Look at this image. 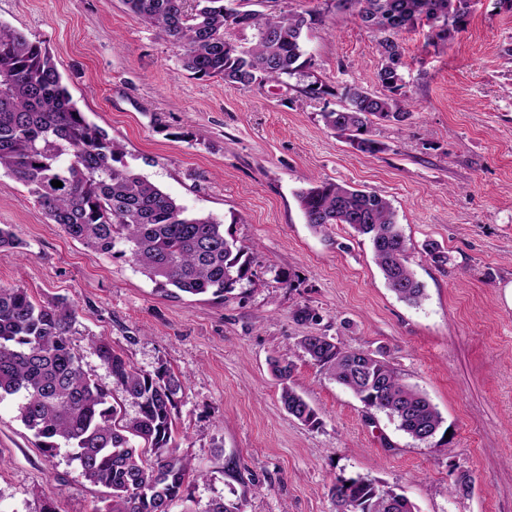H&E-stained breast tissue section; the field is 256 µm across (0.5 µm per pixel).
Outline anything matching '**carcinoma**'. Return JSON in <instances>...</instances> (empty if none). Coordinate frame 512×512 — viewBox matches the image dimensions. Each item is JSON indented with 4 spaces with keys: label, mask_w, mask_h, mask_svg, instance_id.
<instances>
[{
    "label": "carcinoma",
    "mask_w": 512,
    "mask_h": 512,
    "mask_svg": "<svg viewBox=\"0 0 512 512\" xmlns=\"http://www.w3.org/2000/svg\"><path fill=\"white\" fill-rule=\"evenodd\" d=\"M141 21L156 27L182 55L184 68L199 79L219 78L247 87L260 80L303 72L305 18L260 6L268 0H123ZM471 0H336L356 10L361 22L381 35L383 63L377 77L386 94L360 87L347 91L349 107L322 113L325 126L373 154L368 137L374 121L406 114L397 98L402 52L396 36L426 21L438 34L458 30ZM252 29L243 46L230 29ZM121 147L75 106L49 49L41 41L0 25V171L28 190L47 218L73 239L108 256L117 243L140 273L179 294L216 299L248 273L249 247L226 236L210 216L190 213L146 178L118 165ZM63 183L54 187L51 181ZM306 223L326 232L349 224L365 237L388 288L418 304L423 288L410 267L406 239L391 203L375 191L319 181L297 193ZM75 306L62 297L36 301L21 287H0V396L23 393L20 420L46 453L60 444L73 451L82 474L103 489L101 512H172L187 484L204 478L179 452L175 440L182 375L166 367L137 370L106 338L91 344L111 385L84 370L70 341ZM299 347L314 364L347 388L368 411L385 414L415 442L436 438L444 420L421 390L403 382L383 357L344 347L320 334ZM295 364L271 362L281 382V402L291 416L316 427V410L296 390ZM118 388L123 400L113 399ZM137 408L130 417L125 405ZM336 512H414L409 500L380 492L362 478L340 479L330 488ZM245 497L214 499L205 512H243Z\"/></svg>",
    "instance_id": "cac0c4a2"
}]
</instances>
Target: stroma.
<instances>
[{"label": "stroma", "instance_id": "stroma-1", "mask_svg": "<svg viewBox=\"0 0 512 512\" xmlns=\"http://www.w3.org/2000/svg\"><path fill=\"white\" fill-rule=\"evenodd\" d=\"M305 14L304 72L234 87L199 79L179 49L122 0H0V24L44 41L78 109L123 147L122 162L192 211L212 216L254 254L225 293L174 298L127 258L97 253L50 223L27 189L0 172V286L76 306L71 343L93 378L99 337L146 373L184 375L176 438L206 481L174 512L246 496L244 512H334L340 478L407 497L415 512H512V7L471 0L462 29L400 34L410 118L377 121L367 154L325 127L358 86L382 93L378 36L335 0H278ZM329 180L377 191L393 205L418 304L386 285L367 240L347 224H306L296 193ZM437 242L451 261L424 252ZM315 313L295 317L298 308ZM319 333L384 352L423 391L450 431L418 444L366 411L298 347ZM293 360L299 393L321 419L290 416L269 363ZM0 399V512H95L70 448L45 455ZM467 487H459L460 475Z\"/></svg>", "mask_w": 512, "mask_h": 512}]
</instances>
